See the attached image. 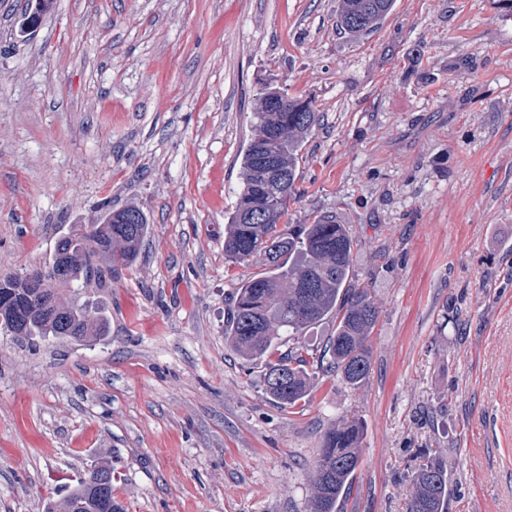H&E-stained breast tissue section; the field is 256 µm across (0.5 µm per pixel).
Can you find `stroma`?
<instances>
[{
  "instance_id": "obj_1",
  "label": "stroma",
  "mask_w": 512,
  "mask_h": 512,
  "mask_svg": "<svg viewBox=\"0 0 512 512\" xmlns=\"http://www.w3.org/2000/svg\"><path fill=\"white\" fill-rule=\"evenodd\" d=\"M338 0H0V277L135 206L137 259L87 289L90 343L0 332V512H45L94 462L121 512H306L325 431L362 425L343 512H406L426 451L448 512H512V0H396L359 40ZM267 86L323 121L285 225L332 214L379 316L361 388L303 406L224 339L259 262L224 257Z\"/></svg>"
}]
</instances>
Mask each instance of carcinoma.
Returning a JSON list of instances; mask_svg holds the SVG:
<instances>
[{
    "label": "carcinoma",
    "mask_w": 512,
    "mask_h": 512,
    "mask_svg": "<svg viewBox=\"0 0 512 512\" xmlns=\"http://www.w3.org/2000/svg\"><path fill=\"white\" fill-rule=\"evenodd\" d=\"M395 0H339L337 29L352 38L368 35L391 13ZM283 94L277 87L260 93L255 134L243 156L242 188L224 229V255L235 263L257 261L258 276L242 282L224 328V339L246 360L263 363L265 392L291 408L307 396L316 372L339 374L362 386L371 368L369 338L378 309L369 289L352 284L353 239L347 225L324 215L315 224L278 229L288 203L298 194L297 160L322 114L301 97L290 98L288 111L275 112L267 101ZM278 159L280 173L263 175L262 162ZM138 207L108 212L99 224H78L72 236L54 247L47 266L23 275L0 277V329L18 324V336L90 342L107 333V322L90 315L79 289L112 284V263L135 261L148 233ZM64 312L66 322L48 318L44 302ZM326 319L334 330L323 351L305 345L286 350L283 337L303 335ZM361 427L345 421L323 436L313 471L307 512H342L360 466ZM112 467L92 463L69 487L59 504L46 512H120L112 503ZM448 465L428 454L413 474L407 512H447Z\"/></svg>",
    "instance_id": "carcinoma-1"
}]
</instances>
